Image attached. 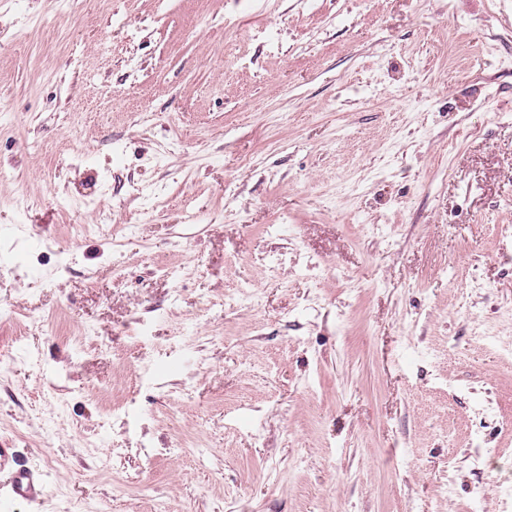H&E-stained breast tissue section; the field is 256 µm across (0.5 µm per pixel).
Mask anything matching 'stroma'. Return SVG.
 Here are the masks:
<instances>
[{
	"label": "stroma",
	"instance_id": "1",
	"mask_svg": "<svg viewBox=\"0 0 512 512\" xmlns=\"http://www.w3.org/2000/svg\"><path fill=\"white\" fill-rule=\"evenodd\" d=\"M9 512H506L512 0H0ZM15 448L0 444V500L35 502L41 494L42 474L18 460Z\"/></svg>",
	"mask_w": 512,
	"mask_h": 512
}]
</instances>
